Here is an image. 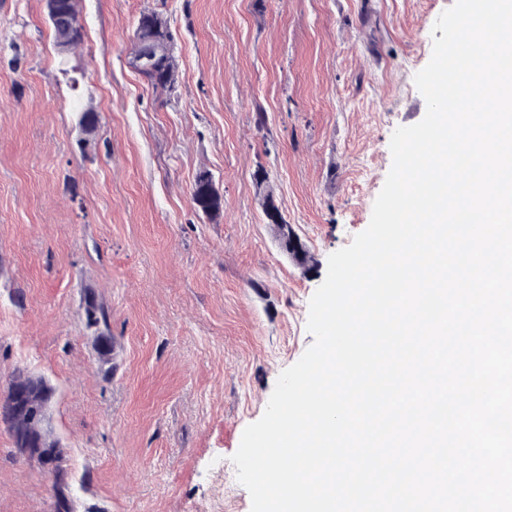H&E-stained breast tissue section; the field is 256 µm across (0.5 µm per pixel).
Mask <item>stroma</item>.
<instances>
[{
    "instance_id": "1",
    "label": "stroma",
    "mask_w": 512,
    "mask_h": 512,
    "mask_svg": "<svg viewBox=\"0 0 512 512\" xmlns=\"http://www.w3.org/2000/svg\"><path fill=\"white\" fill-rule=\"evenodd\" d=\"M453 3L80 0L84 126L45 0H0V395L20 370L51 387L80 508L251 512L232 457L313 342L310 299L370 223L394 130L426 113L414 77ZM144 13L173 37L167 95L131 65ZM203 171L215 214L193 200ZM54 485L0 424V512H53ZM85 314L87 326L95 328L97 339L103 341L110 330V315L108 311L88 298L85 299Z\"/></svg>"
}]
</instances>
